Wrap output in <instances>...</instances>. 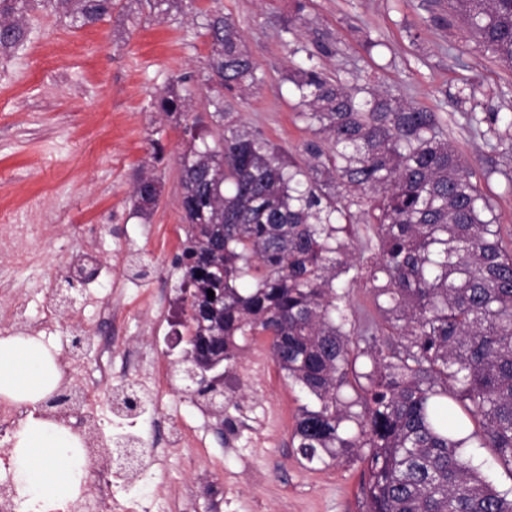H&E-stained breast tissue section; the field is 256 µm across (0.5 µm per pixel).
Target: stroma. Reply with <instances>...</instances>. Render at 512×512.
<instances>
[{
    "label": "stroma",
    "mask_w": 512,
    "mask_h": 512,
    "mask_svg": "<svg viewBox=\"0 0 512 512\" xmlns=\"http://www.w3.org/2000/svg\"><path fill=\"white\" fill-rule=\"evenodd\" d=\"M170 0L167 12L121 0L111 17L73 26L53 7L25 22L26 38L0 56V325L13 298H27L37 321L51 290L69 275L71 260L88 245L99 249L101 275L83 283L72 304L79 326L44 342L61 357L74 354V338L119 332L144 359L161 365L166 388L129 429V444L143 449L135 492L151 512H366L363 467L354 453L340 464L308 463L291 436L303 401L275 363L267 336L238 339L236 360L252 364V391H224V415L216 417L193 394L179 360L173 310L183 295L176 265L186 241L179 206V159L186 148L183 123L161 112L157 97L173 91L206 116L210 52L206 18L221 9L236 24L262 81L248 93H226L242 127L258 128L277 145L299 154L311 134L296 117L287 77L327 44L318 61L329 77L354 75L419 106L456 112L463 82L474 84L476 111L512 113V68L495 61L460 15L435 0ZM446 17L439 25L437 17ZM379 45L366 49L365 39ZM448 136L467 157L472 180L497 205L512 229V192L502 175L486 176L488 147L458 123ZM157 180L160 199L150 215L135 210L138 180ZM13 224L30 233L14 241ZM29 251L15 264V244ZM82 381L97 383L98 406L73 411L78 432L90 437V475L81 494L94 505L102 492L97 445L115 447L112 398L99 361L120 368L118 350L82 355ZM185 431L182 447L158 454L168 422Z\"/></svg>",
    "instance_id": "1"
}]
</instances>
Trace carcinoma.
Returning a JSON list of instances; mask_svg holds the SVG:
<instances>
[{
    "label": "carcinoma",
    "instance_id": "1",
    "mask_svg": "<svg viewBox=\"0 0 512 512\" xmlns=\"http://www.w3.org/2000/svg\"><path fill=\"white\" fill-rule=\"evenodd\" d=\"M43 0H0V54L25 38L22 21ZM76 27L112 14L115 0H49ZM482 47L512 66V0H451ZM211 126L185 113L181 157L186 245L208 265L184 266L214 292L208 349L235 359L236 339L271 337L272 356L306 403L292 440L312 463L358 449L368 512H512L463 449L489 448L512 471V248L496 206L472 181L439 115L358 80L330 78L308 58L288 75L298 116L314 139L298 160L224 111L222 90L259 84L234 23L205 24ZM164 112H180L173 92ZM474 135L512 115L464 113ZM216 135L215 146L197 141ZM486 176L502 172L512 137L496 135ZM148 215L155 179L135 187ZM377 252L355 253L359 221ZM368 288L385 314L367 336L348 314L349 289Z\"/></svg>",
    "mask_w": 512,
    "mask_h": 512
}]
</instances>
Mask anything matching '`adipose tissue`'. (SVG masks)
<instances>
[{"instance_id":"adipose-tissue-1","label":"adipose tissue","mask_w":512,"mask_h":512,"mask_svg":"<svg viewBox=\"0 0 512 512\" xmlns=\"http://www.w3.org/2000/svg\"><path fill=\"white\" fill-rule=\"evenodd\" d=\"M62 379L56 352L35 336H0V397L34 406ZM83 443L76 433L44 415L31 414L15 434V489L30 512L77 496L87 476Z\"/></svg>"}]
</instances>
